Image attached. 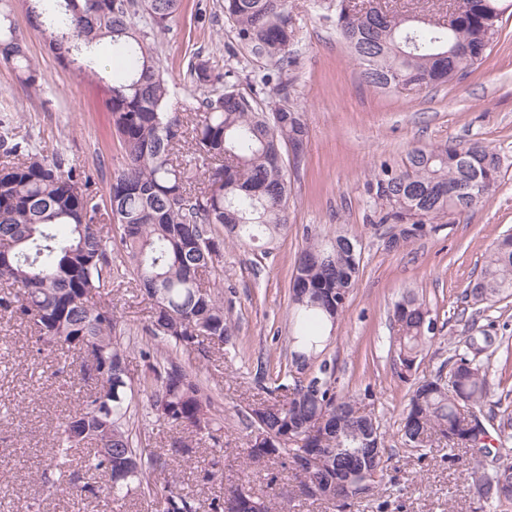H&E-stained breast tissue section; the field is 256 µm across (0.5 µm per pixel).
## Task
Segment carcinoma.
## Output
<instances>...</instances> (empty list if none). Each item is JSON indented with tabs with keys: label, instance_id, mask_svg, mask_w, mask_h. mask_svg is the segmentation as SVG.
Segmentation results:
<instances>
[{
	"label": "carcinoma",
	"instance_id": "1",
	"mask_svg": "<svg viewBox=\"0 0 512 512\" xmlns=\"http://www.w3.org/2000/svg\"><path fill=\"white\" fill-rule=\"evenodd\" d=\"M345 2L328 0L321 19L335 23L361 79L377 89L427 88L480 67L505 11L501 0H450L456 15L450 27L397 10L359 17ZM32 3L26 12L48 49L90 80L101 79L97 45L112 42L122 68L113 74L105 104L124 165L99 203L90 172L63 152L44 154L31 136L16 133L12 121L0 120V285L16 289L13 297L4 294L0 307L6 310L17 299L41 349L90 355L72 358L94 387L61 419L53 462L68 463L73 448L90 442L95 448L87 467L104 474L99 490L112 501L139 492L156 501L158 512H198L177 480L166 476L168 462L144 446L134 429L135 395L148 401L152 422L213 434L207 388L198 371L178 362V353L196 350L204 357V341L227 345L235 336L217 277L224 235L246 245L287 229L285 155L299 163L307 138L304 113L290 105L296 31L288 0H224L239 51L271 68L244 93L237 72H217L196 52L187 71L199 96L179 112L170 111L174 91L160 66L157 39L184 11V0ZM452 43L468 45L470 54L448 57ZM0 59L28 88L42 90L40 68L6 13H0ZM500 176V154L482 141L417 147L403 165L383 162L374 170L379 223L390 225L389 238L403 246L425 235L424 226L475 207L496 190ZM102 209L119 230L122 253L115 266L112 227L98 222ZM360 260L357 236L347 230L306 236L290 279L292 362L319 357L321 331L335 326L347 308ZM127 278L150 301L146 332L156 340L143 351L155 363L136 384L128 374L121 317L104 301ZM466 295L475 305L491 306L512 297V233L485 252ZM393 318L392 349L404 379L432 341L430 309L410 290L394 304ZM477 345L469 337L466 351L449 358L447 374L414 383L399 432L416 451L443 444L450 453L468 455V480L479 497L499 512H512V434L501 435L493 455L487 445L476 444L486 432L484 408L493 397L490 363L470 356ZM333 372L325 360L311 377L296 376L288 366L277 372L267 388L273 401L246 414L254 434L245 451L252 464L288 462L304 499L344 507L372 500L391 456L367 410L374 393L368 387L336 392ZM313 448L324 453L321 467L307 473L293 466ZM212 466L208 478L225 484L224 498L212 499L210 512H287L248 482Z\"/></svg>",
	"mask_w": 512,
	"mask_h": 512
}]
</instances>
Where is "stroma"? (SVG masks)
<instances>
[{
  "mask_svg": "<svg viewBox=\"0 0 512 512\" xmlns=\"http://www.w3.org/2000/svg\"><path fill=\"white\" fill-rule=\"evenodd\" d=\"M224 0H185L187 13L159 38L160 60L180 96L194 89L186 73L191 53L202 52L217 69L235 66L241 91L249 89L251 64L234 63V42L224 16ZM18 31L26 36L29 55L44 75L43 89L33 93L11 65L0 61V111L17 120L46 153H66L77 166L97 169L98 190H105L122 164L113 140L105 92L77 71L61 66L28 21L21 0H0ZM206 13L204 27L190 25L194 10ZM298 40L292 100L304 112L307 148L290 171L287 233L264 246L225 242L222 266L224 311L238 328L234 353L210 345L208 359L183 353V363L199 369L212 396V410L224 420L227 475L249 468L252 487L290 505L291 512H335L330 505L299 498L298 482L287 466H246L243 450L250 438L242 416L249 404L265 400L258 382L261 365L289 363V285L294 262L310 233L326 234L348 225L358 236L361 261L358 285L338 320L324 360L333 366L342 392L372 388V411L392 454L388 476L378 494L381 512H496L469 488L467 460L450 461L444 448L418 453L401 438L399 417L413 381L447 369L454 353L464 352L469 335L498 336L512 343V298L485 309L468 326L464 293L477 277L482 255L500 235L512 232V9L503 17L501 38L485 62L465 78L428 88L399 86L378 90L366 85L346 42L335 26L322 23L317 0H288ZM482 140L502 158L495 192L462 215H450L436 231L389 248L378 226L367 191L380 162L401 166L418 146ZM107 166H96L97 157ZM426 299L434 321V338L418 359L411 379L397 375L389 338L393 305L406 289ZM111 301L122 317L132 352L131 378L146 369L141 351L154 340L145 327L149 306L132 289L116 288ZM67 355L40 351L27 324L0 310V512H155L152 497L135 495L123 505L89 493L68 494L90 477L81 456L57 469L43 455L55 427L75 409L87 382L67 368ZM495 393L501 401L486 424L491 449H498L500 427L512 418V358L497 351L491 358ZM150 447L170 454L173 440L192 448L193 467L181 471L183 493L202 504L223 496V483L205 479L212 456L210 440L183 427L149 426Z\"/></svg>",
  "mask_w": 512,
  "mask_h": 512,
  "instance_id": "35a3bbf8",
  "label": "stroma"
}]
</instances>
